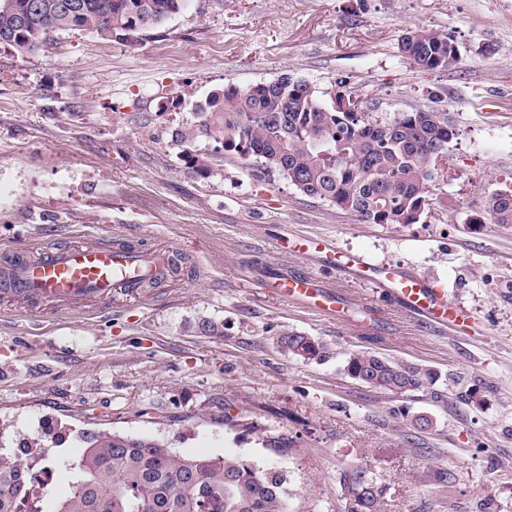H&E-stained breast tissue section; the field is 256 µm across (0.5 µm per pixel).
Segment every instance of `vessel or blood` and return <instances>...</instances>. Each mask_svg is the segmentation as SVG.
<instances>
[{"label":"vessel or blood","instance_id":"1","mask_svg":"<svg viewBox=\"0 0 512 512\" xmlns=\"http://www.w3.org/2000/svg\"><path fill=\"white\" fill-rule=\"evenodd\" d=\"M293 250L303 256L323 255L333 266L368 279L373 287L393 294L406 310L435 327L455 330L471 323L469 315L445 291L404 268L377 266L364 254L342 252L322 238L297 239ZM172 264L169 250L143 254L109 246L47 249L35 260L15 266L10 276L0 281V288L14 296L52 301L108 297L116 290L133 294L144 279ZM268 286L280 298L307 304L321 313L337 310L334 297L311 276L284 275L271 279Z\"/></svg>","mask_w":512,"mask_h":512}]
</instances>
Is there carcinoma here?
<instances>
[{"label":"carcinoma","instance_id":"1","mask_svg":"<svg viewBox=\"0 0 512 512\" xmlns=\"http://www.w3.org/2000/svg\"><path fill=\"white\" fill-rule=\"evenodd\" d=\"M0 0V46L34 52L60 32L94 31L103 38L140 42L181 12L188 0H82L78 12L64 0ZM398 49L413 66L445 68L457 59L451 35L407 28ZM198 123L171 134L187 168L211 171L213 154L253 161L278 174L303 196L325 202L366 224H417L441 181L439 162L456 134L446 112L417 110L376 116L351 97L325 104L305 80L288 75L239 87L227 84L195 105ZM204 137L213 153L195 147ZM512 224V191L492 194L474 224ZM280 348L324 361L330 346L285 331ZM349 376L395 398L431 384L419 365L365 351L349 353ZM81 456L66 464L69 494L54 512H287L288 477L236 456L194 457L166 442L107 430L83 432ZM26 464L0 452V512H40L29 497ZM348 512H380V491L365 470L342 474Z\"/></svg>","mask_w":512,"mask_h":512}]
</instances>
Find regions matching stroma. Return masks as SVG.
<instances>
[{
    "label": "stroma",
    "instance_id": "obj_1",
    "mask_svg": "<svg viewBox=\"0 0 512 512\" xmlns=\"http://www.w3.org/2000/svg\"><path fill=\"white\" fill-rule=\"evenodd\" d=\"M450 33L458 58L424 72L406 28ZM379 116L448 113L439 201L416 224H362L252 162L200 176L171 131L227 84L281 75ZM512 190V0H188L139 43L93 31L21 55L0 49V276L45 248L176 253L138 297L0 296V445L46 438L55 464L82 433L156 437L189 456L232 455L288 476V512H347L361 467L380 512H512V227L472 223ZM318 236L432 279L472 315L438 329L367 280L282 252ZM307 273L344 310L326 316L264 288ZM218 324V335L200 332ZM294 330L329 344L281 351ZM370 351L438 372L394 398L344 370ZM277 343L283 351L300 356L304 360L324 361L332 356L328 344L294 331H284Z\"/></svg>",
    "mask_w": 512,
    "mask_h": 512
}]
</instances>
